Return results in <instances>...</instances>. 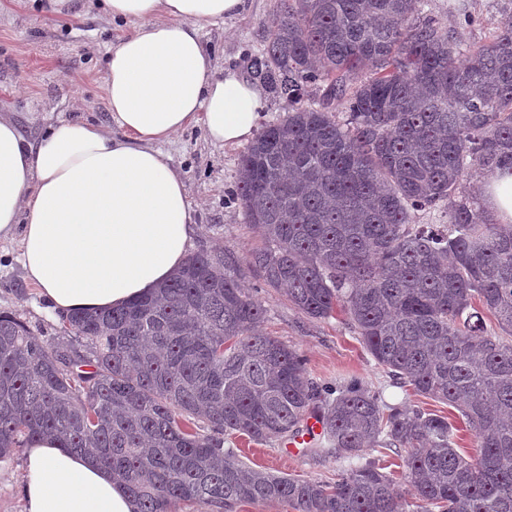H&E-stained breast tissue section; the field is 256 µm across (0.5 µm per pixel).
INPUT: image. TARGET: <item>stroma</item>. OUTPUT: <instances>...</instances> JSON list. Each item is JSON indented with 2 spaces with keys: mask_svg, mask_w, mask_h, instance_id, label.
I'll return each instance as SVG.
<instances>
[{
  "mask_svg": "<svg viewBox=\"0 0 512 512\" xmlns=\"http://www.w3.org/2000/svg\"><path fill=\"white\" fill-rule=\"evenodd\" d=\"M278 4L279 0H247L239 16L202 29L219 65L251 76L250 60L264 45L263 23ZM504 7L505 0H423L422 5L424 13L449 28L457 41L474 47L489 41L505 20ZM132 31V25L93 11L71 19L45 14L26 0H0V113H8L32 141L61 119L109 123L103 92L106 49ZM163 149L185 175L197 221L193 251L228 246L247 256L260 238L245 223L233 196L244 146H212L202 128L195 126L175 135ZM18 252L17 242H0V311L26 322L42 339H53L60 320L47 312L45 299L25 279ZM241 283L266 310L263 334L298 350L310 378L330 388L357 379L386 404L406 402L458 422L455 408L401 388L378 367L343 313L309 318L283 290L267 287L248 266L242 269ZM225 444L246 466L276 475L325 481L345 466L342 460L306 450L288 455L280 439L258 443L235 434L226 437ZM23 478V452L0 459V512H22Z\"/></svg>",
  "mask_w": 512,
  "mask_h": 512,
  "instance_id": "35a3bbf8",
  "label": "stroma"
}]
</instances>
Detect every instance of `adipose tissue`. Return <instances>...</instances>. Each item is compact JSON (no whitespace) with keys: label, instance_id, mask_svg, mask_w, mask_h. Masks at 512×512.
<instances>
[{"label":"adipose tissue","instance_id":"1","mask_svg":"<svg viewBox=\"0 0 512 512\" xmlns=\"http://www.w3.org/2000/svg\"><path fill=\"white\" fill-rule=\"evenodd\" d=\"M246 0H44L46 11L95 10L134 23L108 46L104 90L112 118L49 125L29 141L0 113V241L54 314L109 309L148 295L182 265L196 231L185 179L162 144L201 125L217 146L253 139L265 94L218 68L202 28ZM493 222L512 223V171L487 186ZM24 512H138L123 483L52 438L26 450Z\"/></svg>","mask_w":512,"mask_h":512}]
</instances>
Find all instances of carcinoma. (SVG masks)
Instances as JSON below:
<instances>
[{"label":"carcinoma","instance_id":"cac0c4a2","mask_svg":"<svg viewBox=\"0 0 512 512\" xmlns=\"http://www.w3.org/2000/svg\"><path fill=\"white\" fill-rule=\"evenodd\" d=\"M417 13L419 0H279L252 69L288 116L242 155L234 196L264 241L249 265L265 284L310 318L343 312L396 384L458 411L476 453H459L447 417L359 380L330 397L260 333L265 308L228 247L188 256L153 295L63 317L52 342L1 312L0 458L52 436L111 470L139 512H409V497L416 512H512V224L482 205L484 178L512 169V20L471 50ZM311 85L317 108L301 104ZM437 205L448 223H414ZM311 413L328 444L311 452L349 460L333 482L253 470L224 447ZM371 448L406 452L404 489Z\"/></svg>","mask_w":512,"mask_h":512}]
</instances>
